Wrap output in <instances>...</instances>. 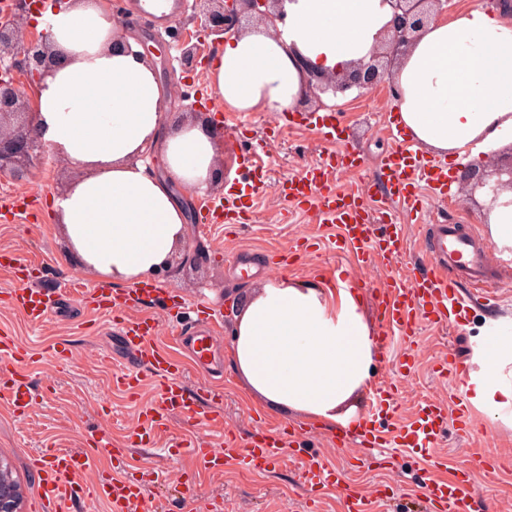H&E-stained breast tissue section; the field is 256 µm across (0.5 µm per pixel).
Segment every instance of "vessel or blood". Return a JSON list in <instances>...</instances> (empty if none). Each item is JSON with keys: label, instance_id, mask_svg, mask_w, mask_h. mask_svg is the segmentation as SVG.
<instances>
[{"label": "vessel or blood", "instance_id": "vessel-or-blood-1", "mask_svg": "<svg viewBox=\"0 0 512 512\" xmlns=\"http://www.w3.org/2000/svg\"><path fill=\"white\" fill-rule=\"evenodd\" d=\"M241 164L253 174V189L272 191L302 213H314L321 222L336 226L337 235L329 239L333 250L349 254L358 266L387 270V277L372 293L379 323L375 342L381 354H388L393 336L413 338L421 321L459 325L466 300H497L496 278L487 251L477 244L471 232L455 224L429 225L423 241L426 268L406 276L393 273V265L406 250L396 213H421L424 189H431L439 197L445 195L448 186L445 168L426 160L412 141H403L381 162L380 181L389 194L385 207L374 205L365 163L345 146L308 164L300 174L273 185L267 184L263 166L250 155H243ZM342 173L353 180L344 190L335 184ZM251 212V204L232 193L224 203L209 206L205 219L210 224H244ZM0 267L10 268L15 281L14 288L6 292V303L23 313L32 327L42 326L56 314L59 303L69 297L65 290L54 299L34 288L32 265L15 254L1 251ZM464 283L469 286L465 297L459 292ZM154 293V288L143 287L116 297L108 289L93 287L88 308L107 318L132 355L130 362L115 363L113 388L137 392L151 381L156 394L139 411L141 433L121 441L113 437L110 429L101 428L91 433L89 447L54 448L33 456L32 467L41 480L36 497L40 512H67L70 504L88 498L108 501L112 512H158L149 484L115 476L111 462L126 458L135 443L153 441L175 417L181 418L188 429L176 441V449L191 452L207 473L223 472L229 459L246 471L269 470L287 456L297 461L299 483L304 489L342 485L341 473L322 457L302 456L298 443L304 433L297 428L262 422L247 438L225 435L220 448L197 439V429L223 423L221 414L212 406L220 396V388L208 383L191 389L184 384L183 376L190 367L209 376L217 352L216 331L191 329L177 336L178 345L186 353L182 359L157 347L154 340L159 329L155 319L147 314L128 313L134 303L151 298ZM31 369L30 355L20 350L11 337L0 336V401L18 416L31 409L35 400ZM437 371L453 382L447 402L421 401L413 419L396 426L390 434L381 415L396 408L402 388L392 381L380 382L371 410L359 420L356 430L337 434L336 443L357 447L365 455L393 446L416 450L426 457L432 470L423 486V497L431 512H477L479 477L493 472L497 441L493 434L484 435L486 450L480 470L464 468L453 477H439L445 460L438 454V447L449 427L466 426L462 389L467 373L453 354L439 362ZM89 473L94 480L87 487L83 477Z\"/></svg>", "mask_w": 512, "mask_h": 512}]
</instances>
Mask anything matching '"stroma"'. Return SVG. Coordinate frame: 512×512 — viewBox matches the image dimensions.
Returning <instances> with one entry per match:
<instances>
[{"label":"stroma","instance_id":"1","mask_svg":"<svg viewBox=\"0 0 512 512\" xmlns=\"http://www.w3.org/2000/svg\"><path fill=\"white\" fill-rule=\"evenodd\" d=\"M321 99L330 111L336 113L343 136L351 149L364 158L368 172H375L382 157L396 145L389 128L394 113V101L385 92L358 94L325 93ZM208 108L223 117L224 123L235 126L238 143L234 151L225 153L224 170L228 177L247 182L249 175L239 163L241 154L261 145L259 161L267 169L269 181L297 175L303 166L335 147L308 124L280 131V115L276 112H228L215 98L206 96ZM77 172L53 156H45L32 167L24 180L0 177V251L6 250L35 261V287L47 293L84 283L87 276L68 254L66 243L54 216L52 199L68 186ZM24 194L37 197L34 215L24 218L13 214L11 199ZM486 206L479 197H465L461 189H451L447 198L429 200L423 213L400 215L405 226L409 248L401 264L418 265L417 245L426 226L439 220L450 224L469 226L481 245L492 247L489 227L482 214ZM330 231L310 217L295 213L286 202L266 193L254 207L253 220L248 224L205 225L197 221L189 225V238L198 240L205 255L196 264L175 271H161L153 280L159 292L153 303L135 306L134 314H148L159 324L156 342L167 346L177 335L184 317L170 310L173 298L206 296L211 312L222 317L219 344L222 350L231 345L232 318L223 316L224 308L241 303L258 280L257 274L230 271L225 260L230 255L247 249L257 255L280 250L292 253L294 263L285 270V277L326 284L336 280L361 287L363 281H381L385 270L359 267L349 263L345 255L323 249L321 241ZM499 286L505 301L497 306L477 305L468 309L458 331L445 326L421 325L416 332L414 351L417 361L414 370L403 378L405 391L399 401L396 415L383 417L388 427L410 420L418 400L448 397V384L437 378L432 366L435 359L446 352H454L463 360H470L472 346L482 336L485 325L493 319H512V267L500 271ZM91 295L90 289L73 298L56 318L47 321L39 333H31L23 315L15 309L0 305V329L8 330L22 347L38 344L44 347L64 339L70 344L71 360L65 365L39 361L32 370L39 404L32 407L25 418L16 417L0 402V455L9 459L14 474L24 487V502L32 504L38 492V478L32 470L30 458L46 448H78L84 446L86 433L102 426L98 404L111 398L112 407L119 416L112 425L114 435L136 430L137 413L153 398L152 387H145L137 395L113 390L112 369L102 361L105 352L115 350L113 333L101 318L92 316L84 308ZM220 382L224 397L221 401L222 432L201 430L206 441L223 444V432L246 436L255 418L277 425L304 427V453L322 455L329 465L343 471L347 485L361 495H371L382 483L397 484L401 499L378 504L376 512H422V484L427 475V463L408 448L395 451L392 464H385L381 455H373L367 463H355L351 452L337 446L332 433L304 423L297 415L283 416L272 411H260L252 404L245 389L235 376L231 360H224ZM472 428L452 430L440 449L447 458L448 472L459 467H473L482 444L480 435L493 431L502 441L500 455L503 464L492 482L482 484L479 494L487 505L498 499L512 500V428L493 422L479 410H471ZM185 433L179 420H172L166 433L156 440L154 447H134L123 466L126 474L152 483L151 492L163 512H189L193 502H213L218 512H341V493L330 488L318 492L304 490L297 482L296 464L283 461L279 467L266 472L246 473L234 464L224 466L219 476L203 473L195 458L181 453L168 458L161 448Z\"/></svg>","mask_w":512,"mask_h":512}]
</instances>
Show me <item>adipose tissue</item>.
I'll list each match as a JSON object with an SVG mask.
<instances>
[{
	"instance_id": "ef3b65f1",
	"label": "adipose tissue",
	"mask_w": 512,
	"mask_h": 512,
	"mask_svg": "<svg viewBox=\"0 0 512 512\" xmlns=\"http://www.w3.org/2000/svg\"><path fill=\"white\" fill-rule=\"evenodd\" d=\"M279 33L257 25L209 59L210 90L231 112L294 109L308 70L338 76L379 49L385 0H284ZM59 63L34 95L36 130L81 177L54 201L70 252L95 283L137 286L165 270L186 238V206L170 188L204 189L221 152L200 124L169 127L152 66L118 48L105 0L50 13ZM396 118L419 146L454 159L512 145V14L472 7L431 22L400 59ZM163 145V175L142 155ZM355 289L264 281L234 316L235 372L261 408L332 432L357 420L349 400L378 354ZM469 402L512 427V336L474 346Z\"/></svg>"
}]
</instances>
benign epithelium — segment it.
<instances>
[{
    "instance_id": "1",
    "label": "benign epithelium",
    "mask_w": 512,
    "mask_h": 512,
    "mask_svg": "<svg viewBox=\"0 0 512 512\" xmlns=\"http://www.w3.org/2000/svg\"><path fill=\"white\" fill-rule=\"evenodd\" d=\"M392 10V20L381 49L367 62H360L340 79L309 77V93L332 87L343 92L355 88L373 92L380 88L392 97L398 96L392 71L413 41L419 29L430 21L448 17L449 0H386ZM280 0H192L191 10L200 21L206 35L214 40L230 32L239 34L247 29L252 18L273 29L283 21ZM30 9L28 0H10L6 12L0 15V176L24 177L26 165L40 161L48 145L32 132L33 111L29 92L17 80L25 75L37 85L55 67L57 59L49 46L48 30L37 34L24 31L23 20ZM176 61L185 70L201 64L199 43L186 34L175 44ZM497 180L490 187L491 202L504 191H512V150L494 164ZM507 179H502V176ZM23 489L14 476L9 462L0 457V512H21Z\"/></svg>"
}]
</instances>
